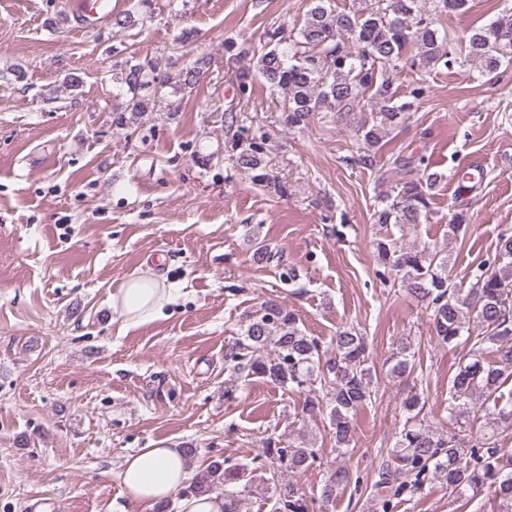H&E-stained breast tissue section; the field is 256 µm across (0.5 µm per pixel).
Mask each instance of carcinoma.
Returning a JSON list of instances; mask_svg holds the SVG:
<instances>
[{
  "instance_id": "carcinoma-1",
  "label": "carcinoma",
  "mask_w": 512,
  "mask_h": 512,
  "mask_svg": "<svg viewBox=\"0 0 512 512\" xmlns=\"http://www.w3.org/2000/svg\"><path fill=\"white\" fill-rule=\"evenodd\" d=\"M152 0H138V12L114 18V24L141 25L153 19ZM373 0L366 7L338 12L332 0H311L298 27L291 31L276 28L266 34L270 48L262 53L254 71L237 76L238 89L245 94L254 79L260 78L284 94L285 120L290 126L305 124L324 112L336 114V122L355 118L358 106L376 97L385 101L381 119L357 121V134L370 145L381 144L387 128L398 125L411 103L388 105L387 73L401 64L447 69L479 64L480 75L493 80L500 68L512 64V8L494 20L469 29L456 42L436 27L440 15L462 14L469 0ZM200 57L179 71L180 84L192 90L207 70ZM159 66L144 60L121 73L127 99L115 122L125 125L151 111L150 89L156 84ZM238 169L255 184L267 183L265 137L230 144ZM395 163L406 179L397 191L383 197L378 212L381 224L399 229L422 223L430 213V191L437 174L428 172L423 156L397 157ZM381 275L397 276L405 293L432 310V335L440 344L451 345L469 330L474 318L482 332L474 337L468 356L459 365L448 392V434L422 428L419 415L425 401L414 394L404 402L408 418L400 431L391 462L378 472L373 485L377 512H392L394 502L416 492L433 475L448 484L449 493L465 490H493L499 512H512V472L500 467L503 448L495 435H482L458 424L468 412L473 395L481 391L487 405L482 408L484 427L512 428V400L504 403L496 396L506 372L512 370V228L500 236L496 254L472 272L466 293L452 286L448 254L425 242L405 243L386 236L375 244ZM494 354L489 360L484 352ZM415 352L408 340L398 343L391 358V372L400 377L415 370ZM235 378L224 386V400L236 399L235 381L260 377L282 388L305 394L301 417H315L329 408L336 450L348 452L353 439L352 419L372 402L373 373L366 337L354 326L342 327L331 339V349L322 350L321 341L299 326L297 315L274 300L262 302L247 317L243 336L225 353ZM270 465L299 473L316 459L305 442L286 446L272 439L266 443ZM410 473L406 483L401 475ZM251 470L226 467L214 460L199 470L186 492L211 493L224 490V512H238L239 497L251 488ZM359 485L346 467H338L323 481L320 498L329 503L349 484Z\"/></svg>"
}]
</instances>
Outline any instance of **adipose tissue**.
<instances>
[{
    "mask_svg": "<svg viewBox=\"0 0 512 512\" xmlns=\"http://www.w3.org/2000/svg\"><path fill=\"white\" fill-rule=\"evenodd\" d=\"M170 300V289L159 279H132L113 293L112 312L124 324L136 326L155 319ZM193 476L182 448L176 444L140 449L125 458L119 474L131 507L150 512L157 504L174 498L178 512H224L223 495L186 493Z\"/></svg>",
    "mask_w": 512,
    "mask_h": 512,
    "instance_id": "adipose-tissue-1",
    "label": "adipose tissue"
}]
</instances>
